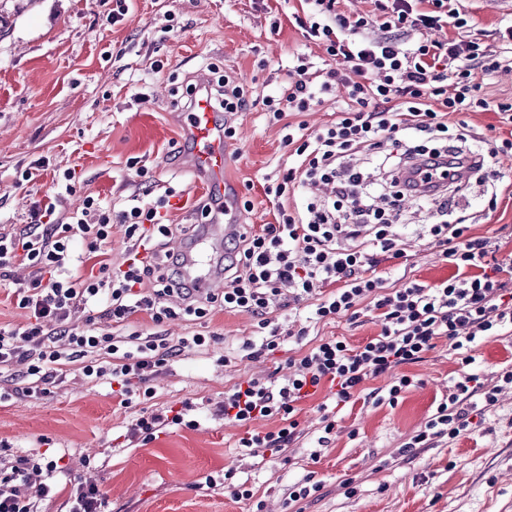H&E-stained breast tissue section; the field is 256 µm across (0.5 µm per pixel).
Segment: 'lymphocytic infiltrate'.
I'll use <instances>...</instances> for the list:
<instances>
[{"instance_id":"lymphocytic-infiltrate-1","label":"lymphocytic infiltrate","mask_w":512,"mask_h":512,"mask_svg":"<svg viewBox=\"0 0 512 512\" xmlns=\"http://www.w3.org/2000/svg\"><path fill=\"white\" fill-rule=\"evenodd\" d=\"M303 2L308 12L299 25L306 38L323 43L338 66L317 74L300 62L297 80L268 100L270 119L277 123L310 111L340 86L347 99L335 121L315 134H305L301 123L289 126L284 143L296 162L265 183L266 195L280 202L276 221L244 230L231 243L224 256L223 292L197 294L182 273L184 255L168 250L178 227L160 220L167 197L150 207L130 205L113 217L88 195L65 224L51 220L55 202L33 206L22 233H0V280L18 261L33 270L29 284L14 291L31 323L22 330L0 327V371L6 373L0 401L49 395L64 366L73 363L86 378L112 380L125 399L152 398L147 383L168 358L211 341L199 332L175 340L163 335V323L177 317L199 321L217 308L251 313L263 334L243 348L258 358L280 348L270 318L280 298L310 302L318 320L370 313L381 330L366 343L353 347L338 338L320 340L289 357L288 375L252 378L225 391L220 414L247 429L240 447L261 445L281 456L303 434L298 416L307 397L324 389L337 406L360 393L373 404L396 405L413 383L400 366L421 361L441 344L449 353L462 354L512 326V292L504 282L512 276V260L487 263L491 241L469 235L466 211H450L428 230L455 268L448 279L389 288L377 271L381 258L407 256V242L392 230L406 201L446 197L464 176H489L502 159L512 158V138H488L451 120L460 112H493L500 124L512 127V100L489 99L481 82L502 68L503 55L462 33L432 39L443 26L460 32L467 27L460 0H378L377 15L353 18L337 11L339 0ZM373 25L379 37L366 38L365 29ZM373 168L388 173V180L371 181ZM317 184L329 186L330 196L309 198L297 212L283 206L290 189ZM116 222L123 224L131 244L130 256L118 269L102 259ZM78 237L87 243V256L71 251ZM95 258L98 274H83L85 261ZM100 303L113 331L71 325L75 308ZM139 311L149 315L155 332L116 335V328ZM16 364L23 365L22 375L10 374ZM378 378L384 386L369 388V381ZM509 385L512 370L489 378L464 374L402 444V453L412 456L466 434L477 406L496 405ZM274 418L281 422L279 429L255 430V423ZM195 425L181 409L151 413L131 424L127 439L146 444L163 428ZM61 472L56 461L29 454L0 462V512H38Z\"/></svg>"}]
</instances>
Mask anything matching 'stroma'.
<instances>
[{
  "instance_id": "stroma-1",
  "label": "stroma",
  "mask_w": 512,
  "mask_h": 512,
  "mask_svg": "<svg viewBox=\"0 0 512 512\" xmlns=\"http://www.w3.org/2000/svg\"><path fill=\"white\" fill-rule=\"evenodd\" d=\"M117 4L0 0V229H24L32 204L53 192V219L64 223L86 195L101 196L117 213L134 198L152 203L168 187L177 194L165 223H199L197 206L208 192L183 160L176 93L213 64L243 84L252 101L237 115L230 142L228 177L253 205L242 219L274 223L276 206L263 180L287 167L290 150L282 124L265 119L266 101L293 81L297 55L318 71L333 65L296 25L299 0H126L115 23ZM464 6L468 35L499 47L496 30L512 7L504 0H465ZM156 61L161 69H153ZM37 162L43 170L22 181ZM142 168L147 177L139 176ZM69 169L76 172L75 191L58 193L56 181ZM450 202L471 215V235L491 238L496 259L512 255V160L498 165L494 181L470 180ZM439 206L433 198L405 204L393 229L409 240L408 257L379 265L388 283L433 285L453 274L427 236ZM271 318L285 348L254 360L240 353L243 340L258 334L249 313L218 309L203 323L166 321L168 336L201 331L212 341L161 368L149 381L152 399L121 406L108 380L89 381L73 364L49 396L0 402V442L15 454L61 459L75 476L97 484L108 512H251L257 501L260 512H292L288 489L309 476L323 488L309 498L307 512H512V389L461 437L412 458L399 452L464 372L484 377L512 366V331L480 343L469 365L440 346L403 366L414 384L398 404L346 406L325 444L319 406L326 395L317 393L298 417L303 438L283 460L266 448H239L244 428L218 412L225 390L285 362L299 331L311 342L336 337L356 346L380 327L366 315L317 322L279 309ZM185 403L195 428L164 431L143 446L126 441L140 411ZM225 472L246 484L253 500H234L220 487L198 489L206 476Z\"/></svg>"
}]
</instances>
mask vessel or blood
<instances>
[{"instance_id": "b4317fda", "label": "vessel or blood", "mask_w": 512, "mask_h": 512, "mask_svg": "<svg viewBox=\"0 0 512 512\" xmlns=\"http://www.w3.org/2000/svg\"><path fill=\"white\" fill-rule=\"evenodd\" d=\"M212 86L213 82L205 72H197L191 106L179 113V124L186 144V166L203 179L210 195L225 209L223 219L190 227L185 240L196 247L209 239L239 234L245 229L237 198L230 193L225 177L229 149L224 138V127L217 119Z\"/></svg>"}]
</instances>
